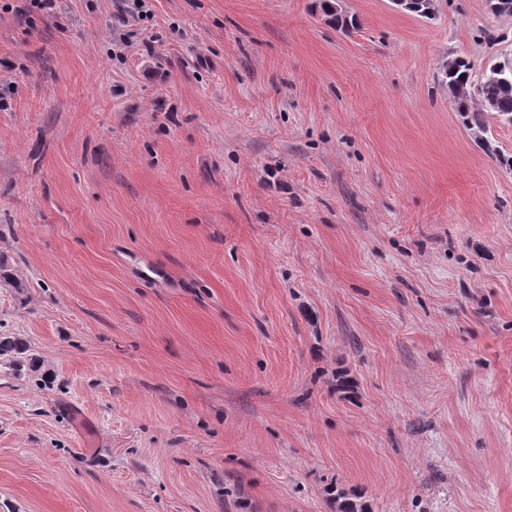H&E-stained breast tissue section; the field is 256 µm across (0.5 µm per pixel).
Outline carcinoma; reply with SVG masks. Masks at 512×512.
Returning a JSON list of instances; mask_svg holds the SVG:
<instances>
[{
	"label": "carcinoma",
	"instance_id": "cac0c4a2",
	"mask_svg": "<svg viewBox=\"0 0 512 512\" xmlns=\"http://www.w3.org/2000/svg\"><path fill=\"white\" fill-rule=\"evenodd\" d=\"M323 11L330 16L336 28L349 32L357 28V19L353 16L340 17L333 13L329 0H323ZM441 82L448 85L456 104V112L470 130L488 133L486 117L489 111L484 103L495 105L497 119L512 123V96L507 94L499 84L476 79L474 68L462 57L453 59V63L440 68ZM29 351L27 344L16 336H0V360H7L17 371L38 372L33 359L25 357ZM333 512H369L360 497H349L338 491L329 498Z\"/></svg>",
	"mask_w": 512,
	"mask_h": 512
}]
</instances>
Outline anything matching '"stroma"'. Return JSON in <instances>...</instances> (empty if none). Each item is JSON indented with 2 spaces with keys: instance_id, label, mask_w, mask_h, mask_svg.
<instances>
[{
  "instance_id": "obj_1",
  "label": "stroma",
  "mask_w": 512,
  "mask_h": 512,
  "mask_svg": "<svg viewBox=\"0 0 512 512\" xmlns=\"http://www.w3.org/2000/svg\"><path fill=\"white\" fill-rule=\"evenodd\" d=\"M146 5L0 0V512H512V17ZM449 61H453V65L447 63L440 68L441 82L448 85L456 112L470 131H480L484 135L489 131L486 117L491 113L484 107V102H494L493 112L498 114L495 118L512 123V96L505 92L512 87V77H498L504 91L497 83L476 79L474 68L466 59L456 57ZM29 351L27 344L17 336H0V362L7 358V361L21 372L24 368L27 372H38V367L33 358L23 356ZM28 361V362H27ZM329 506L335 512H370L367 505L360 501L361 497L353 495L349 497L340 491L336 495L329 493Z\"/></svg>"
}]
</instances>
